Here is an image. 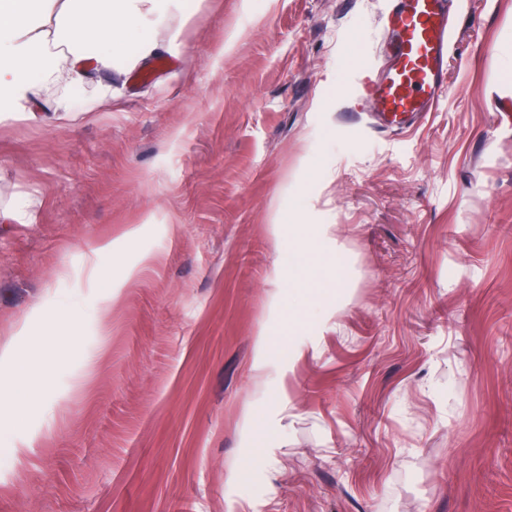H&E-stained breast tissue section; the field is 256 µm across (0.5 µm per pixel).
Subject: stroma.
I'll return each mask as SVG.
<instances>
[{
    "label": "stroma",
    "mask_w": 512,
    "mask_h": 512,
    "mask_svg": "<svg viewBox=\"0 0 512 512\" xmlns=\"http://www.w3.org/2000/svg\"><path fill=\"white\" fill-rule=\"evenodd\" d=\"M186 3L173 69L0 121V512H512V0H464L407 134L361 97L386 0ZM288 208L349 278L268 397ZM278 339L279 336H274L265 330H261L257 335L252 369L255 372V381L259 386L264 383L263 371L275 353ZM29 390L27 387V380L23 375H17L13 377L10 382V388L7 394V399L11 404L10 414L8 419L11 421H18L24 413V405L28 398ZM5 424V428L8 426V422Z\"/></svg>",
    "instance_id": "obj_1"
}]
</instances>
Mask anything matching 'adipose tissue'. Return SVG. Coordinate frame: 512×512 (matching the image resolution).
<instances>
[{
  "label": "adipose tissue",
  "mask_w": 512,
  "mask_h": 512,
  "mask_svg": "<svg viewBox=\"0 0 512 512\" xmlns=\"http://www.w3.org/2000/svg\"><path fill=\"white\" fill-rule=\"evenodd\" d=\"M180 0H0V114L19 112L40 90L54 89L59 110L70 112L71 95L84 87L90 62L136 67L160 44L147 30L161 23ZM136 49L124 53L129 37ZM280 224L293 232L294 245L274 243L277 269L311 305L337 294L344 276L316 225L299 224L293 211H281Z\"/></svg>",
  "instance_id": "obj_1"
}]
</instances>
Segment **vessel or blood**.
<instances>
[{"label": "vessel or blood", "mask_w": 512, "mask_h": 512, "mask_svg": "<svg viewBox=\"0 0 512 512\" xmlns=\"http://www.w3.org/2000/svg\"><path fill=\"white\" fill-rule=\"evenodd\" d=\"M455 0H387L385 61L363 82L378 127L400 131L435 111L448 84Z\"/></svg>", "instance_id": "vessel-or-blood-1"}]
</instances>
